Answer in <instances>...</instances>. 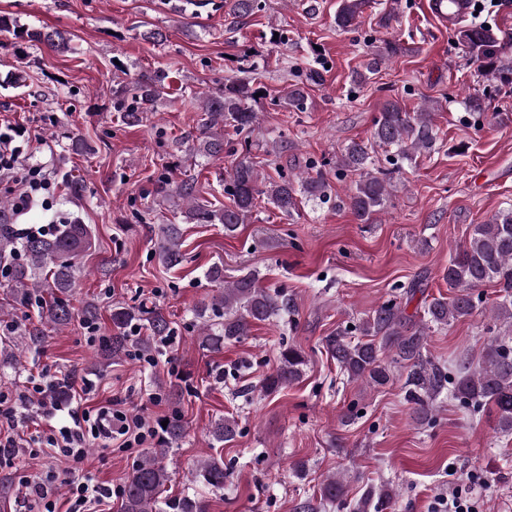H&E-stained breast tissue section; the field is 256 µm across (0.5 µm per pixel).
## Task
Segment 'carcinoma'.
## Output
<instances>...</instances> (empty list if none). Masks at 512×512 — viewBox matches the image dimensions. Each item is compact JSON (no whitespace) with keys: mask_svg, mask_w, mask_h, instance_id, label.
<instances>
[{"mask_svg":"<svg viewBox=\"0 0 512 512\" xmlns=\"http://www.w3.org/2000/svg\"><path fill=\"white\" fill-rule=\"evenodd\" d=\"M230 14L246 18L262 10L261 0H229ZM368 6V0H339L335 23L340 29L351 27ZM456 36L471 58L478 63V72L488 80L512 85V68L504 57L512 50V33L491 26L462 27ZM40 41L60 52L68 50L70 37L60 31L38 33ZM398 52L395 44L371 58L365 70L354 73V82L363 84L381 64L383 56ZM167 75L142 72L131 81L132 88H123L116 96L114 110L121 113L125 123L135 126L148 120L162 98ZM261 88L238 77L224 78V84L199 98L202 112L193 150L208 157H231V166L224 177V193L230 203L212 209L196 202L197 186L194 177L173 178L161 175L156 192L163 197L177 198L187 205L186 218L195 224H222L224 233L231 235L239 225L247 222L259 197L282 214L296 210L299 197L309 199L326 197V178L319 171L305 176L298 183L276 181L262 177L250 153L238 152L224 143V131L231 128L236 134L251 129L257 113L251 106ZM308 93L302 86L286 92L284 104L302 112L306 109ZM432 108L422 106L407 111L396 101L386 102L374 119L373 142L353 141L336 158V169L343 175L356 173L348 195V205L361 224L371 222L373 215L384 208L391 195L388 173L374 168L373 144L391 147L404 160L432 152L438 131L431 117ZM10 201L0 199V272H5L13 308L27 307L31 301L46 296L39 306L38 323L25 331L27 343L37 345L47 331L65 327L74 318L70 298L81 274L77 257L92 246L91 229L86 224H53L38 233L26 231L10 223ZM180 228L165 224L155 249L158 262L168 268L182 264L184 253ZM208 280L216 289L200 304L197 317L198 340L202 346L219 351L227 341L238 340L249 334L251 327L282 314L296 312L295 300L281 291L272 292L259 285L258 272L249 271L233 281L224 280V270L215 266L207 272ZM444 280L454 290L451 298L434 297L425 305L423 319L408 318L401 306L386 303L362 320L358 330L364 341L346 340L348 332L338 330L326 337L325 347L352 380H359L370 388L387 386L393 378L392 367L407 371L404 387L408 401L421 419L436 410L434 401L446 387L450 396L463 403L478 402L495 415L498 428L512 433V209L496 212L488 221L475 225L463 245L455 249L444 269ZM495 283L503 295L490 309L494 320L507 327L504 332L484 343L482 364L477 370L465 359L455 364L453 375L423 354L426 336L434 329H442L478 311L481 298L475 290L486 283ZM146 319L151 335L139 341L143 351L155 349V343L171 335L170 322L159 311H144L133 307L115 306L110 320L117 331L124 330L136 320ZM123 338L111 337L104 342L96 363L108 361L122 352ZM307 366L302 350L288 346L280 352L279 365L266 376L263 388L267 393L277 392L301 379ZM237 434V422L218 418L211 422L209 435L217 443H228ZM167 449L156 448L144 457L123 489L121 512H210L204 498H171L160 502L163 488L172 480V474L161 463ZM190 481L202 482L214 489L224 488V460L206 455L197 459L188 471ZM347 477L329 475L319 487L320 500L333 503L345 493ZM392 499L389 488H369L357 500L356 512H383Z\"/></svg>","mask_w":512,"mask_h":512,"instance_id":"1","label":"carcinoma"}]
</instances>
